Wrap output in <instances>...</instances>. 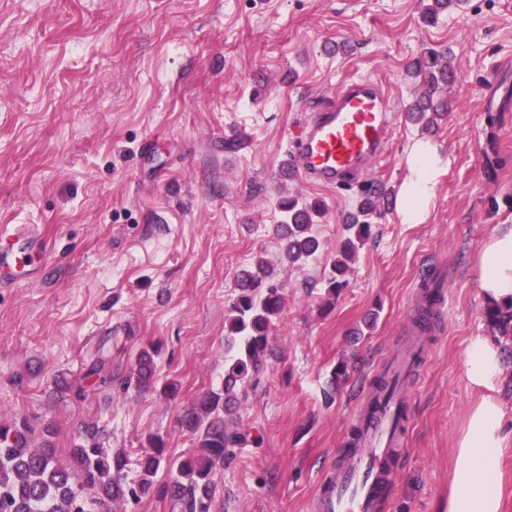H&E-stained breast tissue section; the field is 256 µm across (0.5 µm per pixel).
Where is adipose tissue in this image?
<instances>
[{
	"label": "adipose tissue",
	"mask_w": 512,
	"mask_h": 512,
	"mask_svg": "<svg viewBox=\"0 0 512 512\" xmlns=\"http://www.w3.org/2000/svg\"><path fill=\"white\" fill-rule=\"evenodd\" d=\"M447 165L439 145L420 139L407 151L405 174L398 193L403 223L423 224L430 217L438 177ZM479 286L492 303H512V228L487 239L479 253ZM470 379L493 382L499 375V355L485 337H476L466 355ZM503 416L494 403H480L472 412L456 455L448 512H500L502 487L495 474L503 444Z\"/></svg>",
	"instance_id": "ef3b65f1"
}]
</instances>
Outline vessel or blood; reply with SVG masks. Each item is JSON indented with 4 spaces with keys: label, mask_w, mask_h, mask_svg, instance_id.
Listing matches in <instances>:
<instances>
[{
    "label": "vessel or blood",
    "mask_w": 512,
    "mask_h": 512,
    "mask_svg": "<svg viewBox=\"0 0 512 512\" xmlns=\"http://www.w3.org/2000/svg\"><path fill=\"white\" fill-rule=\"evenodd\" d=\"M388 96L372 81L347 84L326 107L301 123L289 137V170L301 181L342 188L381 158L394 127ZM42 239L26 227L0 235V288L18 274L32 271ZM419 340L388 352L384 371L404 376L422 362ZM405 397L361 395L355 406L356 428L343 451L346 463L328 468L318 482L313 512H379L392 482L393 463L405 444L402 423Z\"/></svg>",
    "instance_id": "1"
}]
</instances>
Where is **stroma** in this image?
Listing matches in <instances>:
<instances>
[{
	"label": "stroma",
	"mask_w": 512,
	"mask_h": 512,
	"mask_svg": "<svg viewBox=\"0 0 512 512\" xmlns=\"http://www.w3.org/2000/svg\"><path fill=\"white\" fill-rule=\"evenodd\" d=\"M428 2L0 0V234L34 225L48 266L0 288V417L52 426L62 456L87 424L107 453L132 458L162 436L159 476L170 478L198 451L178 417L221 388L225 314L239 270L261 257L285 303L272 354L230 419L247 440L217 477L214 512H310L356 396L408 335L416 286L435 270L447 314L406 383V449L382 512H448L458 441L485 399L503 411L496 477L512 512V364L488 385L465 367L471 341L493 335L479 252L512 226V0H465L431 24ZM425 46L448 47L461 78L427 135L405 116L417 91L405 66ZM360 77L389 95L396 127L367 183L396 196L424 135L449 164L429 220L382 211L330 299L324 273L360 191L282 172L290 131ZM284 193L325 207L322 248L303 266L281 259ZM150 343L176 396L117 394L90 378L84 399L53 397L57 375H83L98 347L125 369ZM342 362L349 378L332 386Z\"/></svg>",
	"instance_id": "35a3bbf8"
}]
</instances>
